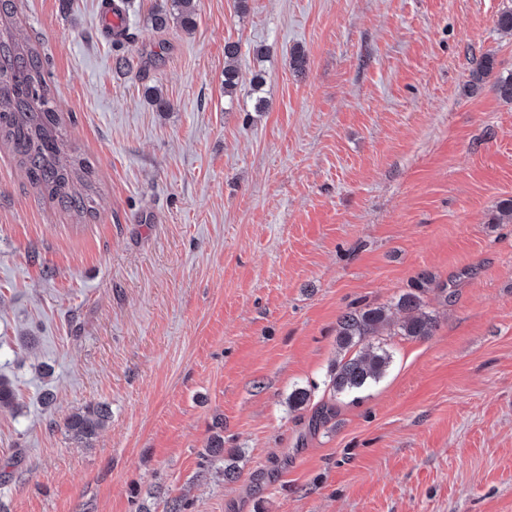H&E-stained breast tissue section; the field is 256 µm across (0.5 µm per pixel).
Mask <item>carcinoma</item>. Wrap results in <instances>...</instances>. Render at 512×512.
Instances as JSON below:
<instances>
[{"mask_svg": "<svg viewBox=\"0 0 512 512\" xmlns=\"http://www.w3.org/2000/svg\"><path fill=\"white\" fill-rule=\"evenodd\" d=\"M13 0H0V143L9 147L25 169L30 183L40 192L57 200L65 210L78 217L96 210L91 176L83 158L63 152L67 133L56 112L46 81L44 63L38 51L12 31ZM196 0H171V9L151 14L150 24L163 31L176 23L185 29L195 25ZM239 44L224 47V94L232 95L240 82L235 65ZM436 284L435 276L422 272L411 288L390 305H366L344 312L336 323V343L349 351L364 339L391 324L392 311L400 315L397 334L412 339L433 335L436 318L426 311L424 294ZM385 349H367L334 364L330 371L332 395H353L378 382L391 363ZM13 383L0 377V405L16 404ZM109 418L104 403L89 405L65 420V428L74 437L92 438Z\"/></svg>", "mask_w": 512, "mask_h": 512, "instance_id": "carcinoma-1", "label": "carcinoma"}]
</instances>
